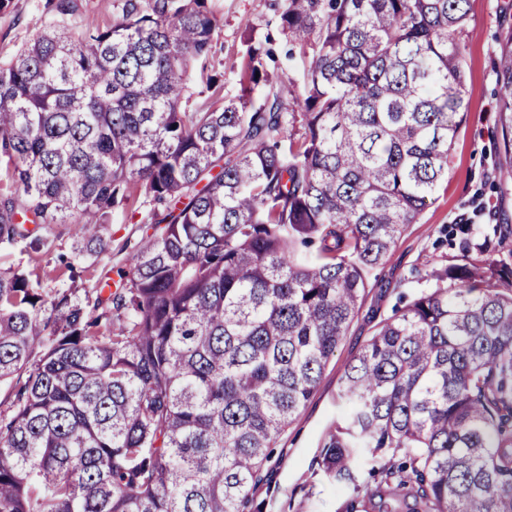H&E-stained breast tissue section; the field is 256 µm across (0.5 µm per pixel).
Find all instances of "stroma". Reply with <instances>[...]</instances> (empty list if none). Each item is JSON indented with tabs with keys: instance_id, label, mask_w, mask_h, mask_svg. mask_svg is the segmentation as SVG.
Masks as SVG:
<instances>
[{
	"instance_id": "stroma-1",
	"label": "stroma",
	"mask_w": 512,
	"mask_h": 512,
	"mask_svg": "<svg viewBox=\"0 0 512 512\" xmlns=\"http://www.w3.org/2000/svg\"><path fill=\"white\" fill-rule=\"evenodd\" d=\"M276 0H213L220 18L212 65L224 76L223 94L232 97L240 87L236 75L247 45V31L278 37ZM46 0H12L0 11V61L9 60L46 22ZM512 17V0H471L470 20L461 36L468 110L448 153V177L438 186L415 223L407 225L387 262L369 275L358 316L325 367L320 385L271 450L268 478L251 494L245 512H346L355 482L367 480L368 468H354L355 482L327 479L317 465L324 435L343 411L339 398L347 364L359 353L378 322L394 316L428 285L432 270L458 263L460 249L449 244L448 228L455 224H501L498 256L512 258V178H502L503 158L497 148L499 86L492 71L498 49L499 18ZM74 226L62 227L53 253L0 250V268L17 266L38 273L70 252Z\"/></svg>"
}]
</instances>
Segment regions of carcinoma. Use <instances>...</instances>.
Segmentation results:
<instances>
[{
	"instance_id": "carcinoma-1",
	"label": "carcinoma",
	"mask_w": 512,
	"mask_h": 512,
	"mask_svg": "<svg viewBox=\"0 0 512 512\" xmlns=\"http://www.w3.org/2000/svg\"><path fill=\"white\" fill-rule=\"evenodd\" d=\"M210 0H48L0 62V249L57 274L0 269V512H239L270 448L317 390L386 263L448 176L467 111L469 0H283L286 81L246 35L221 98ZM493 70L512 161V22ZM303 133L296 135V126ZM143 197L119 280L76 288L112 253L106 226ZM464 234L347 365L319 467L353 480L402 451L412 512H512V267ZM480 259L469 258L470 254ZM55 233L61 232L60 238L56 241V248L50 254L35 253V252H20L19 250H0V268L7 269L17 266H23L28 270L43 275L44 271H48L54 265L58 264V256L60 254L69 255L70 246L73 242V237L76 226H58L56 224L51 225ZM49 262V264H48ZM49 265V267H48Z\"/></svg>"
}]
</instances>
